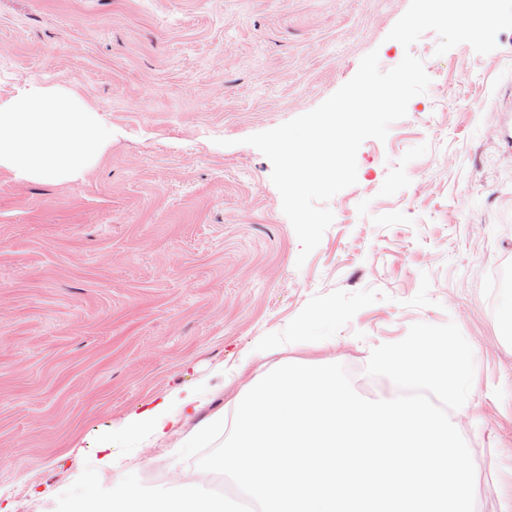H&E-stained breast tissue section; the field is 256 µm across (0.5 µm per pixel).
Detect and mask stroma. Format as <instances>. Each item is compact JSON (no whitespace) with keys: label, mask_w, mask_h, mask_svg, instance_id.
I'll return each instance as SVG.
<instances>
[{"label":"stroma","mask_w":512,"mask_h":512,"mask_svg":"<svg viewBox=\"0 0 512 512\" xmlns=\"http://www.w3.org/2000/svg\"><path fill=\"white\" fill-rule=\"evenodd\" d=\"M410 0H0V99L29 82L75 91L112 143L75 182L0 169V512H55L92 464L104 487L161 468L200 424L279 366L342 364L354 390L410 326L455 322L475 375L455 416L476 512H512V30L481 55L388 33ZM377 52H412L431 83L305 263L270 161L244 139L311 111ZM204 396L153 440L129 416Z\"/></svg>","instance_id":"stroma-1"}]
</instances>
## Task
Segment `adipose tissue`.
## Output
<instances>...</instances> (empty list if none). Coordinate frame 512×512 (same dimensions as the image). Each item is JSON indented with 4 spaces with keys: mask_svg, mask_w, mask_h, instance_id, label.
I'll list each match as a JSON object with an SVG mask.
<instances>
[{
    "mask_svg": "<svg viewBox=\"0 0 512 512\" xmlns=\"http://www.w3.org/2000/svg\"><path fill=\"white\" fill-rule=\"evenodd\" d=\"M111 142V128L72 90L31 84L0 101V168L19 180L82 179ZM203 403L199 393H190L177 403L165 400L132 414L131 420L149 423L155 437L161 438Z\"/></svg>",
    "mask_w": 512,
    "mask_h": 512,
    "instance_id": "adipose-tissue-1",
    "label": "adipose tissue"
}]
</instances>
